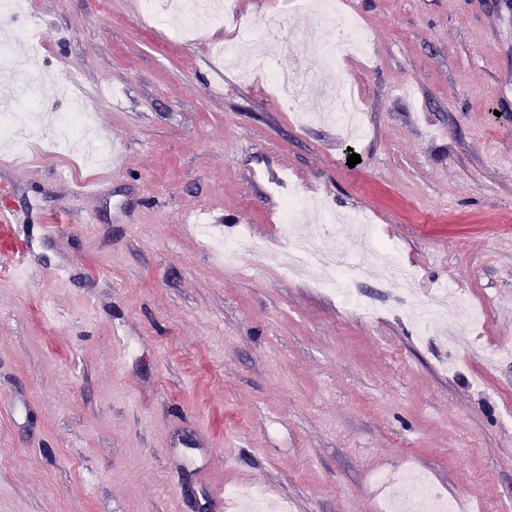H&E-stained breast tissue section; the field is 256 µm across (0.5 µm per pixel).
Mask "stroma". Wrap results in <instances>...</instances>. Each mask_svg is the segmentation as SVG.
Returning <instances> with one entry per match:
<instances>
[{
    "mask_svg": "<svg viewBox=\"0 0 512 512\" xmlns=\"http://www.w3.org/2000/svg\"><path fill=\"white\" fill-rule=\"evenodd\" d=\"M33 2L35 37L9 42L41 80L40 133L20 160L0 144V512H233L212 485L285 512H383L393 494L422 512L409 469L462 512H512V357L485 359L512 348V0H345L367 53H277L358 95L352 144L216 53L248 65L263 43L241 28L277 9L291 35L299 0H233L188 37L146 0ZM65 83L109 163L50 135ZM288 189L309 203L295 236L316 200L370 214L422 291H464L484 323L422 334L385 283L363 287L367 318L249 249L225 264L195 230L280 246Z\"/></svg>",
    "mask_w": 512,
    "mask_h": 512,
    "instance_id": "35a3bbf8",
    "label": "stroma"
}]
</instances>
